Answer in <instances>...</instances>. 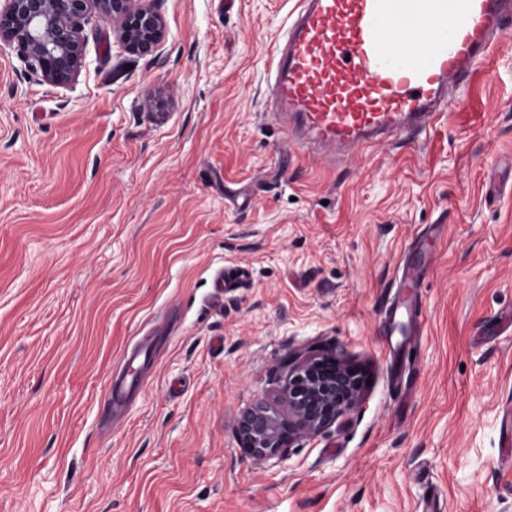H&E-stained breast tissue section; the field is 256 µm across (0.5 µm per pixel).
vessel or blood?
<instances>
[{"instance_id":"obj_1","label":"vessel or blood","mask_w":512,"mask_h":512,"mask_svg":"<svg viewBox=\"0 0 512 512\" xmlns=\"http://www.w3.org/2000/svg\"><path fill=\"white\" fill-rule=\"evenodd\" d=\"M512 0H299L270 57L266 112L286 142L329 160L402 135H430L453 116L471 128L482 103L458 105L511 30ZM429 260L405 250L385 312L387 335H419L425 318L407 300ZM156 360L152 337L128 347L104 409L122 420Z\"/></svg>"}]
</instances>
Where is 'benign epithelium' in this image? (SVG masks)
Wrapping results in <instances>:
<instances>
[{
  "label": "benign epithelium",
  "mask_w": 512,
  "mask_h": 512,
  "mask_svg": "<svg viewBox=\"0 0 512 512\" xmlns=\"http://www.w3.org/2000/svg\"><path fill=\"white\" fill-rule=\"evenodd\" d=\"M93 15L112 24L116 39L130 52L150 53L165 37V22L152 0H4L0 42L17 47L43 81L67 87L82 66L84 25ZM286 366L281 402L290 420L283 422L276 408L259 402L238 426L242 444L259 456L281 454L295 431L321 432L357 398V388L337 359L295 350L288 352Z\"/></svg>",
  "instance_id": "benign-epithelium-1"
}]
</instances>
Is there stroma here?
<instances>
[{"label":"stroma","mask_w":512,"mask_h":512,"mask_svg":"<svg viewBox=\"0 0 512 512\" xmlns=\"http://www.w3.org/2000/svg\"><path fill=\"white\" fill-rule=\"evenodd\" d=\"M297 0H154L166 36L123 50L84 28L76 80L0 44V512H512V37L485 65V119L336 165L284 144L266 63ZM433 261L426 328L387 357L395 264ZM246 268L208 300L215 275ZM168 331L120 425L124 350ZM340 353L354 408L261 459L238 425L289 350ZM411 364L394 390L391 372Z\"/></svg>","instance_id":"1"}]
</instances>
